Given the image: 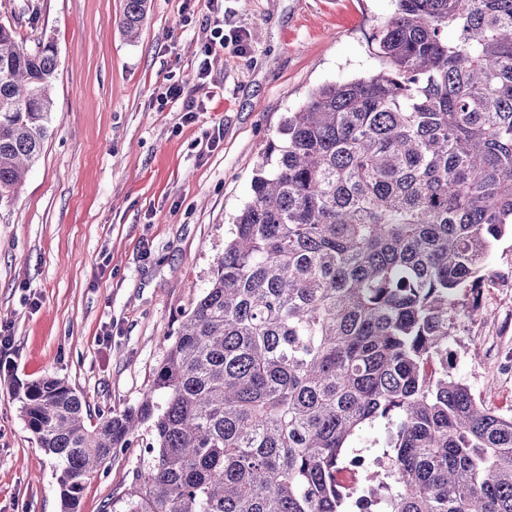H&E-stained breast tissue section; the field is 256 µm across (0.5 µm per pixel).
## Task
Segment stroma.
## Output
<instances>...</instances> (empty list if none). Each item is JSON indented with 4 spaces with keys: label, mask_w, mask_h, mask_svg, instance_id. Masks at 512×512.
<instances>
[{
    "label": "stroma",
    "mask_w": 512,
    "mask_h": 512,
    "mask_svg": "<svg viewBox=\"0 0 512 512\" xmlns=\"http://www.w3.org/2000/svg\"><path fill=\"white\" fill-rule=\"evenodd\" d=\"M125 0H0L28 47L52 41L54 132L0 202V512H60L54 465L16 392L52 376L89 420L137 405L181 317L224 254L251 197L263 145L319 86L381 69L373 37L395 0H149L140 34ZM245 36L217 49L214 26ZM183 88L165 99L170 82ZM482 314L458 316L452 375L512 411V238L495 242ZM143 463L131 449L91 477L80 512H121L113 496ZM148 0H125L121 29L128 38H136L147 15Z\"/></svg>",
    "instance_id": "obj_1"
}]
</instances>
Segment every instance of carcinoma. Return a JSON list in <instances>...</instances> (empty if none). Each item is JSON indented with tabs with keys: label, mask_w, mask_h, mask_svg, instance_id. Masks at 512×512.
Masks as SVG:
<instances>
[{
	"label": "carcinoma",
	"mask_w": 512,
	"mask_h": 512,
	"mask_svg": "<svg viewBox=\"0 0 512 512\" xmlns=\"http://www.w3.org/2000/svg\"><path fill=\"white\" fill-rule=\"evenodd\" d=\"M147 11L125 0L126 37ZM374 40L387 67L317 88L262 152L137 406L91 425L62 380L18 392L61 512L135 446L123 512H512V414L448 357L512 234V0H395ZM56 77L53 43L0 23V201L50 136ZM376 424L372 459L355 440Z\"/></svg>",
	"instance_id": "carcinoma-1"
}]
</instances>
